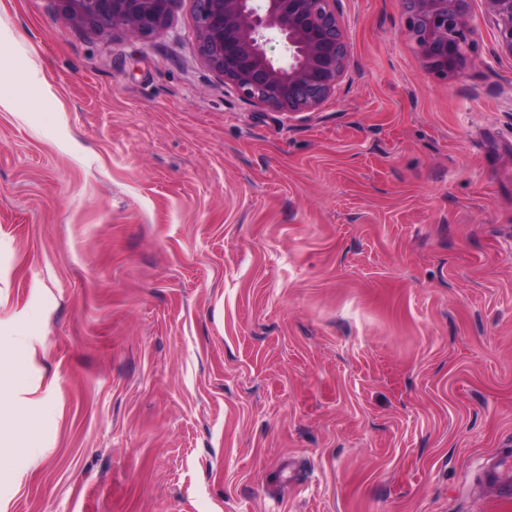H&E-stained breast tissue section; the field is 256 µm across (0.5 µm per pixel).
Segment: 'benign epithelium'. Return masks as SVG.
I'll list each match as a JSON object with an SVG mask.
<instances>
[{
    "mask_svg": "<svg viewBox=\"0 0 512 512\" xmlns=\"http://www.w3.org/2000/svg\"><path fill=\"white\" fill-rule=\"evenodd\" d=\"M65 17L100 32L137 37L162 31L175 0H58ZM472 0H404L407 30L425 66L448 76L469 63ZM196 10L202 60L239 95L296 115L316 110L348 67L338 0H203ZM501 54L512 58V0H483ZM278 38L283 58L268 56Z\"/></svg>",
    "mask_w": 512,
    "mask_h": 512,
    "instance_id": "benign-epithelium-1",
    "label": "benign epithelium"
}]
</instances>
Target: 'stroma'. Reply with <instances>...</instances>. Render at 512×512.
I'll list each match as a JSON object with an SVG mask.
<instances>
[{
	"mask_svg": "<svg viewBox=\"0 0 512 512\" xmlns=\"http://www.w3.org/2000/svg\"><path fill=\"white\" fill-rule=\"evenodd\" d=\"M0 0L5 512H512V58L341 0L295 116L198 53ZM483 476L498 492V499L510 501L512 495V460L507 453L492 455L484 460Z\"/></svg>",
	"mask_w": 512,
	"mask_h": 512,
	"instance_id": "35a3bbf8",
	"label": "stroma"
}]
</instances>
